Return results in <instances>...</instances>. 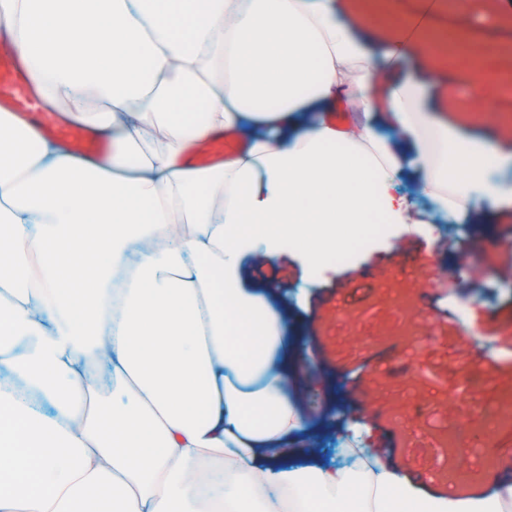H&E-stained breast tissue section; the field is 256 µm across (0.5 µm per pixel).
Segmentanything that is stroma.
Here are the masks:
<instances>
[{
    "label": "stroma",
    "mask_w": 512,
    "mask_h": 512,
    "mask_svg": "<svg viewBox=\"0 0 512 512\" xmlns=\"http://www.w3.org/2000/svg\"><path fill=\"white\" fill-rule=\"evenodd\" d=\"M501 230L444 224L338 264L304 295L292 257L247 272L277 288L306 359L343 373L352 397L336 400L337 427L363 426L366 446L441 493L481 492L499 454L512 455V425L499 418L512 407V251L492 245ZM460 333L475 341L463 356Z\"/></svg>",
    "instance_id": "1"
}]
</instances>
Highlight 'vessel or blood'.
Instances as JSON below:
<instances>
[{"instance_id": "1", "label": "vessel or blood", "mask_w": 512, "mask_h": 512, "mask_svg": "<svg viewBox=\"0 0 512 512\" xmlns=\"http://www.w3.org/2000/svg\"><path fill=\"white\" fill-rule=\"evenodd\" d=\"M0 110L10 112L32 124L42 135L66 144L85 155H99L103 141L84 130L60 122L55 109L34 90L23 66L12 53L0 45ZM238 150L231 139L209 144L201 161L215 162L230 158Z\"/></svg>"}]
</instances>
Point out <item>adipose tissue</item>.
Here are the masks:
<instances>
[{"mask_svg":"<svg viewBox=\"0 0 512 512\" xmlns=\"http://www.w3.org/2000/svg\"><path fill=\"white\" fill-rule=\"evenodd\" d=\"M423 0H0L16 57L64 121L111 143L74 155L0 113V512H512V464L447 496L299 405L309 366L249 262L307 285L403 234L512 208L504 156L451 130ZM472 61L460 112L498 88ZM343 101L351 127L329 122ZM241 151L196 166L198 144Z\"/></svg>","mask_w":512,"mask_h":512,"instance_id":"ef3b65f1","label":"adipose tissue"}]
</instances>
